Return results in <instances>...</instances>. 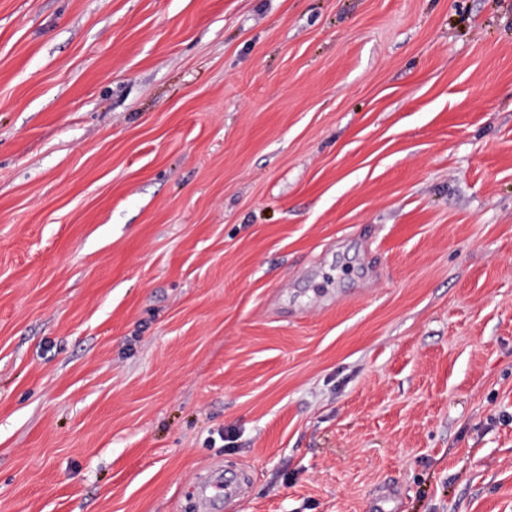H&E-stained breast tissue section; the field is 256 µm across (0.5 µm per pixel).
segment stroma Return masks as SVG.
I'll return each mask as SVG.
<instances>
[{
	"label": "stroma",
	"instance_id": "35a3bbf8",
	"mask_svg": "<svg viewBox=\"0 0 512 512\" xmlns=\"http://www.w3.org/2000/svg\"><path fill=\"white\" fill-rule=\"evenodd\" d=\"M205 496L512 512V0H0V512Z\"/></svg>",
	"mask_w": 512,
	"mask_h": 512
}]
</instances>
